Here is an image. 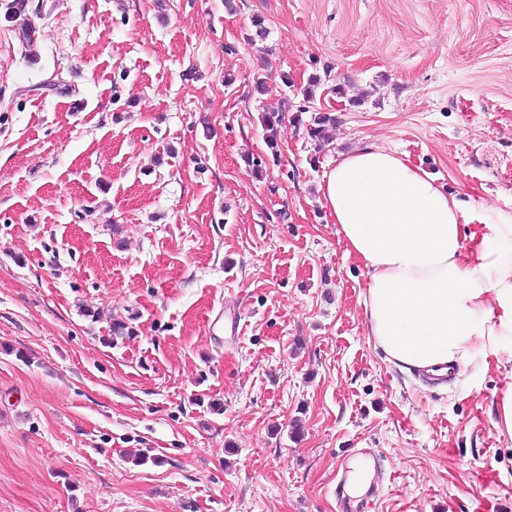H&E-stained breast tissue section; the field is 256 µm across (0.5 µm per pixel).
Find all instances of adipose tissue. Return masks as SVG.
<instances>
[{"mask_svg": "<svg viewBox=\"0 0 512 512\" xmlns=\"http://www.w3.org/2000/svg\"><path fill=\"white\" fill-rule=\"evenodd\" d=\"M321 191L347 255L366 269V323L389 362L464 368L476 347L512 335V260L495 247L511 224L480 225L466 247L457 201L373 144L340 155Z\"/></svg>", "mask_w": 512, "mask_h": 512, "instance_id": "1", "label": "adipose tissue"}]
</instances>
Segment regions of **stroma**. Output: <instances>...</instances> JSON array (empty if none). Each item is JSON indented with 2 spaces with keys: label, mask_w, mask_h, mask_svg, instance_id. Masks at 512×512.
<instances>
[{
  "label": "stroma",
  "mask_w": 512,
  "mask_h": 512,
  "mask_svg": "<svg viewBox=\"0 0 512 512\" xmlns=\"http://www.w3.org/2000/svg\"><path fill=\"white\" fill-rule=\"evenodd\" d=\"M366 143L512 225V0H0V512H339L363 451L369 512H512V336L424 382L368 334Z\"/></svg>",
  "instance_id": "1"
}]
</instances>
